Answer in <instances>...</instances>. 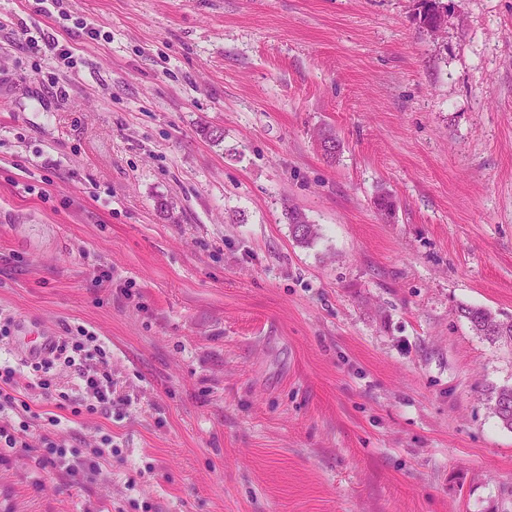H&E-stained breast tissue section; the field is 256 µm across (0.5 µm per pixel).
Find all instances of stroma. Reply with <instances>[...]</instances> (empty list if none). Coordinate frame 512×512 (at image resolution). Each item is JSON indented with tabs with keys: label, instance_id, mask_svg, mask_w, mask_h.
Segmentation results:
<instances>
[{
	"label": "stroma",
	"instance_id": "stroma-1",
	"mask_svg": "<svg viewBox=\"0 0 512 512\" xmlns=\"http://www.w3.org/2000/svg\"><path fill=\"white\" fill-rule=\"evenodd\" d=\"M443 2L0 0V356L84 328L112 375L33 402L0 512H512V344L457 314L512 320V0ZM288 223L291 225L294 239L303 246L310 245L317 237V228L307 215L297 208L286 209ZM458 312L476 335L491 341L512 343L511 320H501L490 309L479 306H461ZM486 395L503 426L512 429V388L490 389ZM42 453L40 457V464L45 468L47 466L58 469H65L68 474L76 478L80 483L84 478H92L99 474L100 467L99 462L96 459H103L106 456V452L102 449L97 450L94 454V459H80L78 457V451L72 450L70 457L67 456V449L61 444H58L51 434H45L42 436ZM82 479V480H81Z\"/></svg>",
	"mask_w": 512,
	"mask_h": 512
}]
</instances>
